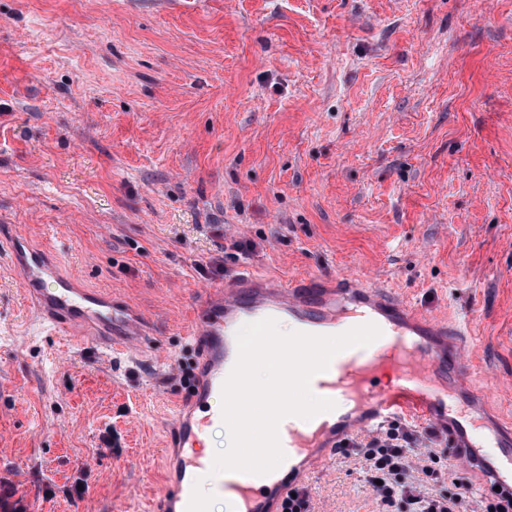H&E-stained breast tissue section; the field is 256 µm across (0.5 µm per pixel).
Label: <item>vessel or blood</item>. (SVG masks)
<instances>
[{
    "label": "vessel or blood",
    "mask_w": 512,
    "mask_h": 512,
    "mask_svg": "<svg viewBox=\"0 0 512 512\" xmlns=\"http://www.w3.org/2000/svg\"><path fill=\"white\" fill-rule=\"evenodd\" d=\"M0 257L19 273L25 295L54 330L94 337L116 352L141 345L142 332L128 304L80 285L49 249L17 237ZM269 318L322 336L372 323L381 335L368 346L337 353L311 378V390L335 407L309 420L289 416L280 422L285 459L277 469L265 475L212 474V461L199 450L200 437L223 419L222 388L237 361L236 334L243 324ZM451 334L447 322L355 276L278 284L238 270L200 297L189 332L199 366L172 417L175 455L166 461L169 473L151 512H207L210 494L224 498L225 512H280L295 486L340 444L358 433H379L396 419L431 425L461 449L459 462L466 470L488 474L486 492L512 494V431L488 422L485 400L469 397L467 351L451 342Z\"/></svg>",
    "instance_id": "vessel-or-blood-1"
}]
</instances>
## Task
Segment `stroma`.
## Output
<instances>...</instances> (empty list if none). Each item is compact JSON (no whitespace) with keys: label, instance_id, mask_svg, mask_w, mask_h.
<instances>
[{"label":"stroma","instance_id":"obj_1","mask_svg":"<svg viewBox=\"0 0 512 512\" xmlns=\"http://www.w3.org/2000/svg\"><path fill=\"white\" fill-rule=\"evenodd\" d=\"M17 236L147 331L133 357L57 333L0 264V480L28 512H147L198 298L244 266L465 326L508 423L512 0H0V251ZM365 472L337 454L312 512H381Z\"/></svg>","mask_w":512,"mask_h":512}]
</instances>
